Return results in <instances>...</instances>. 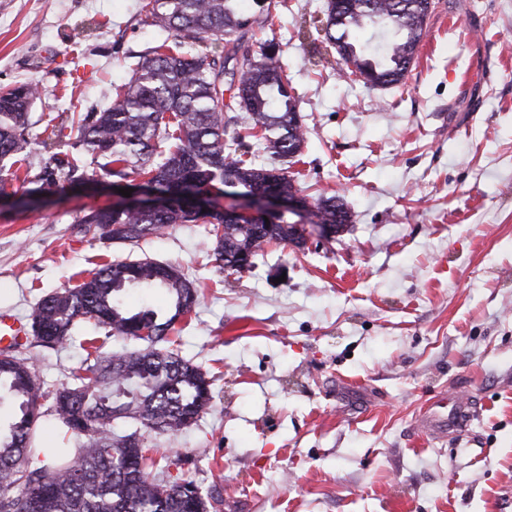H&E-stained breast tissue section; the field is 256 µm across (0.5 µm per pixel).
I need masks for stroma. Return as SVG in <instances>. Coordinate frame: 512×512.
Returning <instances> with one entry per match:
<instances>
[{
	"mask_svg": "<svg viewBox=\"0 0 512 512\" xmlns=\"http://www.w3.org/2000/svg\"><path fill=\"white\" fill-rule=\"evenodd\" d=\"M326 0H273L279 58L306 130L288 173L352 213L336 241L267 247L249 271L209 263L203 224L138 244L80 233L111 188L28 194L0 165V309L36 303L107 261L179 265L200 296L180 356L213 399L195 424L149 439L171 474L221 512H512V0H433L404 84L366 87L317 22ZM141 0H0V86L38 85L29 170L66 150L74 110L104 107L133 56L167 38ZM139 349L93 323L35 348L44 389L70 384L86 339ZM474 417L440 439L416 421L434 398Z\"/></svg>",
	"mask_w": 512,
	"mask_h": 512,
	"instance_id": "1",
	"label": "stroma"
}]
</instances>
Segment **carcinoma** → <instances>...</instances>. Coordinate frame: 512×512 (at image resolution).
<instances>
[{
    "label": "carcinoma",
    "mask_w": 512,
    "mask_h": 512,
    "mask_svg": "<svg viewBox=\"0 0 512 512\" xmlns=\"http://www.w3.org/2000/svg\"><path fill=\"white\" fill-rule=\"evenodd\" d=\"M142 22L175 33L179 41L147 48L126 82L113 87L110 104L98 112H75L72 152L54 155L28 183L60 192L102 175L112 183L141 176L170 197L160 211L103 207L79 220L80 230L101 238L137 242L174 224H210L214 266L252 268L273 244L301 240L295 225L244 223L196 209L194 196L230 184L246 198L299 196L318 224L345 232L352 214L338 196L310 195L288 175V160L305 143L299 98L279 63V45L267 40L250 55L247 35L269 22V8L251 12L243 0H143ZM431 9L427 0H327L324 39L346 66L345 73L372 88L406 80L423 39ZM369 25L391 29L384 44L363 43ZM213 37L221 52L187 55L185 43ZM243 52L242 63H227ZM38 95L32 83L0 88V162L28 157L29 111ZM262 145L268 163L245 159ZM160 289L164 306H131V287ZM199 302L193 283L171 263L148 259L112 262L73 288L44 296L31 315L35 341L62 347L77 326L93 322L117 336L142 342L132 352L103 357L87 353L74 383L55 390L52 412L76 438L52 462L28 466L32 439L41 425L45 393L32 353L23 344L0 349V403L18 412L0 430V512H210L222 500L194 482L172 476L150 456L153 433L177 434L210 405L212 383L198 365L175 353L169 333ZM149 330V335L141 331ZM128 429L118 432L114 422Z\"/></svg>",
    "instance_id": "cac0c4a2"
}]
</instances>
